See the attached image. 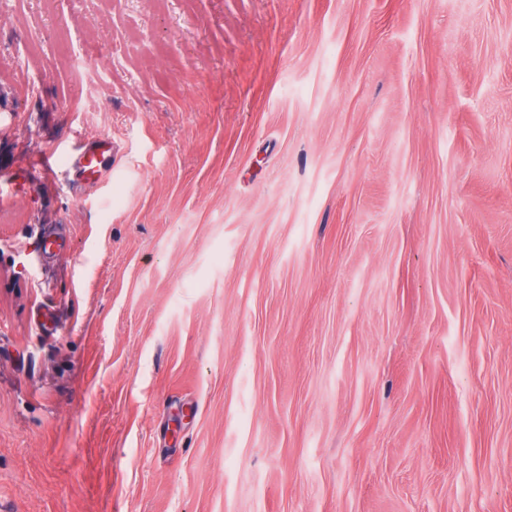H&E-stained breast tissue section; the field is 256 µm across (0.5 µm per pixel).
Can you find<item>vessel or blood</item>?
Here are the masks:
<instances>
[{
  "label": "vessel or blood",
  "mask_w": 512,
  "mask_h": 512,
  "mask_svg": "<svg viewBox=\"0 0 512 512\" xmlns=\"http://www.w3.org/2000/svg\"><path fill=\"white\" fill-rule=\"evenodd\" d=\"M112 150L111 139L97 138L82 143L70 156L65 168H58L50 153L38 156L33 165L51 179L57 177L60 171H67L69 181L82 191L93 188L111 173Z\"/></svg>",
  "instance_id": "obj_1"
}]
</instances>
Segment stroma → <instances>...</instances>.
<instances>
[{"label":"stroma","mask_w":512,"mask_h":512,"mask_svg":"<svg viewBox=\"0 0 512 512\" xmlns=\"http://www.w3.org/2000/svg\"><path fill=\"white\" fill-rule=\"evenodd\" d=\"M0 512H512V0H5ZM112 140L97 138L82 143L70 156L64 170L76 189L82 191L97 185L112 173Z\"/></svg>","instance_id":"35a3bbf8"}]
</instances>
